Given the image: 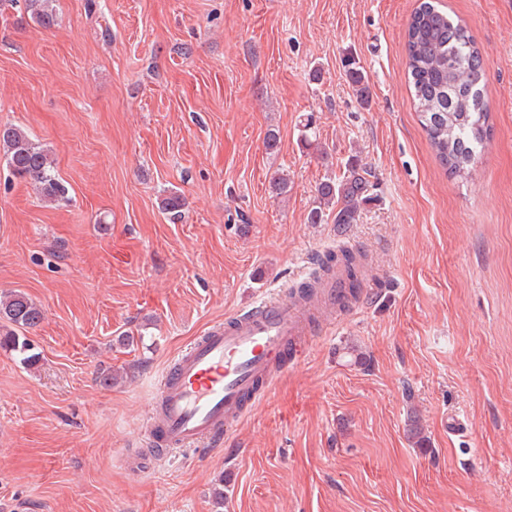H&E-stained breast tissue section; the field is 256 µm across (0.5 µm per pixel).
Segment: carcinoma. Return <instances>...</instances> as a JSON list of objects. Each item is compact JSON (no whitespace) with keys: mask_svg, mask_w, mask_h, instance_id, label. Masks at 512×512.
Wrapping results in <instances>:
<instances>
[{"mask_svg":"<svg viewBox=\"0 0 512 512\" xmlns=\"http://www.w3.org/2000/svg\"><path fill=\"white\" fill-rule=\"evenodd\" d=\"M34 17L43 25L55 21L52 0H28ZM406 70L415 112L436 157L448 176L467 180L490 139V112L483 97L485 78L480 49L468 27L440 9L435 0H421L406 31ZM344 74L362 104L370 102V87L358 59L348 54ZM0 150L13 173L30 184L49 202L67 200V189L54 174V160L25 130L0 126ZM366 166L355 156L346 174L319 184L310 222H321L324 210L335 211L334 223L355 224L362 207L371 201ZM184 199L172 193L162 201L163 210L176 219ZM339 264L357 269L358 258L350 251L328 253L317 261L315 273L324 274ZM43 311L18 291L0 296V348L10 350L33 365L38 354L21 331L38 326Z\"/></svg>","mask_w":512,"mask_h":512,"instance_id":"cac0c4a2","label":"carcinoma"}]
</instances>
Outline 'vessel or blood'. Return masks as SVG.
Segmentation results:
<instances>
[{
	"label": "vessel or blood",
	"mask_w": 512,
	"mask_h": 512,
	"mask_svg": "<svg viewBox=\"0 0 512 512\" xmlns=\"http://www.w3.org/2000/svg\"><path fill=\"white\" fill-rule=\"evenodd\" d=\"M350 281L347 268L337 267L315 298L298 300L287 288L195 336L159 379L145 430L155 454L219 445L297 363L315 330V310L339 301Z\"/></svg>",
	"instance_id": "1"
}]
</instances>
